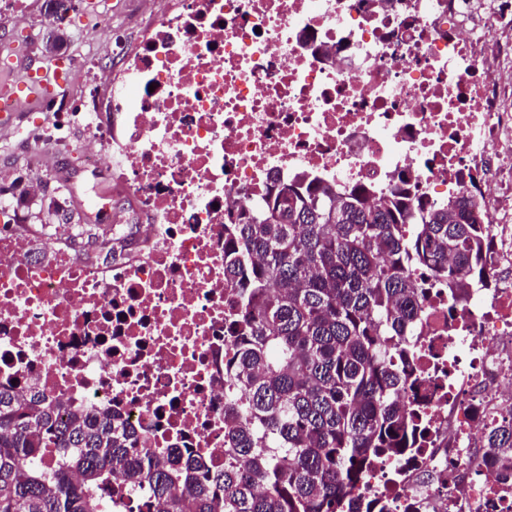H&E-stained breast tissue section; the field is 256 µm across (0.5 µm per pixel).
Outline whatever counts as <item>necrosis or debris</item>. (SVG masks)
<instances>
[{"instance_id": "4bbe7bcc", "label": "necrosis or debris", "mask_w": 512, "mask_h": 512, "mask_svg": "<svg viewBox=\"0 0 512 512\" xmlns=\"http://www.w3.org/2000/svg\"><path fill=\"white\" fill-rule=\"evenodd\" d=\"M141 36L115 66L61 64L90 90L45 99V126L79 114V142L110 167L109 243L56 225L33 243L0 225V385L73 408L105 407L160 455L224 467V217L257 207L275 181L310 172L447 203L488 194L489 269L465 309L423 279L416 339L425 435L372 463L364 496L388 512H512V477L481 446L512 412V113L485 51L512 16L497 0H141Z\"/></svg>"}]
</instances>
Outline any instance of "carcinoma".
<instances>
[{
    "instance_id": "cac0c4a2",
    "label": "carcinoma",
    "mask_w": 512,
    "mask_h": 512,
    "mask_svg": "<svg viewBox=\"0 0 512 512\" xmlns=\"http://www.w3.org/2000/svg\"><path fill=\"white\" fill-rule=\"evenodd\" d=\"M488 251L477 190L435 206L304 172L275 183L224 218L238 297L224 373L244 392L224 407V470L155 456L109 409L1 387L0 512H108L114 483L140 510L154 497L168 512H343L370 461L403 458L416 427L406 397L419 381L404 369L423 300L413 270L460 308L489 285ZM483 450L512 475V420L486 431Z\"/></svg>"
}]
</instances>
